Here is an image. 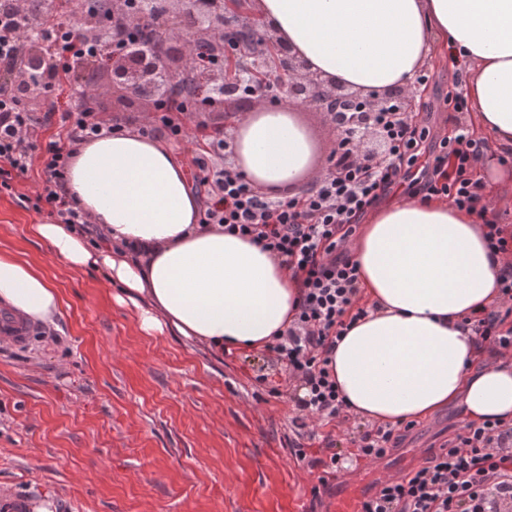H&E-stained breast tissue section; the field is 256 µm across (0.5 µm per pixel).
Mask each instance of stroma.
I'll return each mask as SVG.
<instances>
[{"label": "stroma", "instance_id": "1", "mask_svg": "<svg viewBox=\"0 0 512 512\" xmlns=\"http://www.w3.org/2000/svg\"><path fill=\"white\" fill-rule=\"evenodd\" d=\"M429 83L412 115L431 138L464 128L482 156L497 145L480 134L470 111L445 105L463 89L448 57L423 67ZM95 107L128 129L151 120L149 100L125 101L99 68ZM299 118L317 144L311 172L319 178L336 140L325 113L301 108ZM40 179L32 170L0 193V251L43 271L58 288L63 313L36 324L28 346L0 344V507L21 512L46 502L48 512H333L345 490L373 488L408 471L455 436L464 421L455 407L406 432L381 462L349 467L313 496L321 469L299 461L296 444L322 446L325 436L343 454L362 422L299 434L294 420L299 382L268 351L226 357L179 336H146L133 306L114 300L93 271H77L53 258L29 232L41 221L28 201ZM280 393L270 396L267 384Z\"/></svg>", "mask_w": 512, "mask_h": 512}]
</instances>
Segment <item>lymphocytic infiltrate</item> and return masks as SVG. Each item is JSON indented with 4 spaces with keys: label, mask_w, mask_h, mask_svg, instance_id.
I'll return each mask as SVG.
<instances>
[{
    "label": "lymphocytic infiltrate",
    "mask_w": 512,
    "mask_h": 512,
    "mask_svg": "<svg viewBox=\"0 0 512 512\" xmlns=\"http://www.w3.org/2000/svg\"><path fill=\"white\" fill-rule=\"evenodd\" d=\"M125 2L120 19L124 41L106 47L91 36L73 33L71 27L59 29L53 66L43 86L50 106L41 118L16 97L12 80L29 38V9L21 0H9L10 14L0 19V191L12 190L17 177L40 165L32 207L49 211L60 224L84 228L89 223L62 187L72 152L94 139L104 122L94 110V92L74 79L103 55L124 53L128 37L139 32L140 4ZM73 93L80 95V106L59 110L60 97ZM180 114L170 102H157L153 121L140 132L189 143L195 179L207 189L201 223L220 224L225 233L249 238L299 274L302 296L294 325L267 349L306 389L299 402L298 428L314 419L341 418L345 401L328 369L327 355L367 314L358 303L357 269L347 254L357 224L399 185L410 193L419 189L446 198L461 209H476L478 184L470 172L479 158L478 147L462 133L445 137L432 163L418 166L429 132L392 104L370 118L387 146L382 163L365 162L354 135L359 121L349 119L337 126L336 148L323 178L303 195L270 200L241 171L211 165V154L228 148L222 132L202 136L188 131ZM41 122L59 125L62 137L42 140L37 130ZM499 282L500 303L473 318L471 329L480 343L512 353V328L504 326L512 317V263L503 267ZM413 427L409 421L401 430L382 425L366 429L352 441L356 462H379L399 446L404 430ZM358 512H512V423L489 419L467 424L419 467L378 482Z\"/></svg>",
    "instance_id": "1"
}]
</instances>
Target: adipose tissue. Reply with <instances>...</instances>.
Wrapping results in <instances>:
<instances>
[{
  "mask_svg": "<svg viewBox=\"0 0 512 512\" xmlns=\"http://www.w3.org/2000/svg\"><path fill=\"white\" fill-rule=\"evenodd\" d=\"M256 20L310 73L364 93L415 90L426 59L451 57L478 129L512 147V0H258ZM291 101L236 116L230 149L247 178L275 190L301 180L313 143ZM68 197L99 233L30 227L51 255L120 285L149 336H181L216 352L263 350L286 334L300 288L282 259L199 221L187 163L160 140L122 130L81 144ZM369 313L330 355L347 411L400 426L458 405L462 417L512 421V355L477 345L465 320L499 297L507 258L493 254L475 211L403 191L375 206L350 247ZM0 306L33 322L62 313L58 289L0 252Z\"/></svg>",
  "mask_w": 512,
  "mask_h": 512,
  "instance_id": "obj_1",
  "label": "adipose tissue"
}]
</instances>
